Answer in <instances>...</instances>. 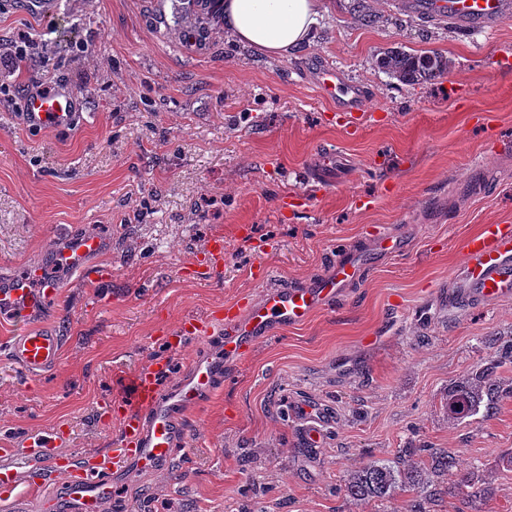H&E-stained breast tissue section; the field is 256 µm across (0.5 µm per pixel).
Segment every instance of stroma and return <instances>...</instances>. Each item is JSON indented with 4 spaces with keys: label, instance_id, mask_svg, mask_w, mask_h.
Here are the masks:
<instances>
[{
    "label": "stroma",
    "instance_id": "35a3bbf8",
    "mask_svg": "<svg viewBox=\"0 0 512 512\" xmlns=\"http://www.w3.org/2000/svg\"><path fill=\"white\" fill-rule=\"evenodd\" d=\"M362 25L353 0H322L308 44L269 57L237 43L221 17L206 49L180 42L186 0H51L47 16L0 0V40L30 33L47 63L0 66V279L49 266L74 233L95 230L89 265L107 281L61 272L60 295L27 323L65 338L58 365L26 377L3 342L0 442L64 429L66 452L112 448L100 420L118 378L157 357L167 385L201 347L168 353L164 337L255 292L257 267L300 286L326 274L337 247L370 250L377 227L404 234L407 252L376 258L336 308L278 330L231 369L215 395L183 417L171 464L114 476L105 512H408L413 493L360 504L343 487L369 459L427 446L456 456L490 493L428 497L426 512H512V398L498 413L451 423L448 390L512 343V298L448 306V277L485 224H512V20L483 32L420 22L373 0ZM448 57L447 75L406 86L375 62L393 47ZM364 90L356 124L315 86L320 65ZM75 90L74 127L30 130L18 116L36 83ZM336 175L314 172L326 155ZM224 238V263L192 275L207 241ZM300 402L329 417L322 447H307L286 410ZM266 487L242 496L247 481Z\"/></svg>",
    "mask_w": 512,
    "mask_h": 512
}]
</instances>
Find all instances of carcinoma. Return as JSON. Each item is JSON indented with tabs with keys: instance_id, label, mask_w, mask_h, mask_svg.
<instances>
[{
	"instance_id": "obj_1",
	"label": "carcinoma",
	"mask_w": 512,
	"mask_h": 512,
	"mask_svg": "<svg viewBox=\"0 0 512 512\" xmlns=\"http://www.w3.org/2000/svg\"><path fill=\"white\" fill-rule=\"evenodd\" d=\"M448 58L439 53L413 54L400 48L385 52L377 68L404 85L432 81L448 73ZM495 359L476 370L467 380L448 391L442 408L453 422L478 414L488 418L505 398L512 397V381L497 375V369L512 363V345L495 348ZM433 473L451 477L442 493L474 490V473L457 469L455 458L431 448H406L396 460H369L350 474L343 487L345 496L356 501H389L399 490H419Z\"/></svg>"
}]
</instances>
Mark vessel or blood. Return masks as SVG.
I'll use <instances>...</instances> for the list:
<instances>
[{
    "instance_id": "obj_1",
    "label": "vessel or blood",
    "mask_w": 512,
    "mask_h": 512,
    "mask_svg": "<svg viewBox=\"0 0 512 512\" xmlns=\"http://www.w3.org/2000/svg\"><path fill=\"white\" fill-rule=\"evenodd\" d=\"M397 7L406 14L440 18L467 31L492 28L512 19V0H398ZM316 87L337 111L354 113L361 108L360 89L334 67H319ZM77 107V96L68 89L33 95L25 102L24 122L33 129L65 128L72 124ZM373 243L371 255L359 250L337 251L331 272L307 285H283L265 271L259 277L257 293L227 305L224 311L186 318L170 341L172 349H179L188 337L205 344L217 336L220 345L197 356L187 376L169 389L159 384L168 369L167 361L150 363L130 375L108 406L120 428L117 442L109 453L89 456L85 466L74 465L64 454L70 437L61 430L32 431L20 445L1 444L0 512H22V503L39 499L49 483L61 488L66 512H105L112 498L113 472L131 464L151 473L167 463L178 438L186 433L182 415L212 396L217 380L230 366L244 360L277 330L302 325L316 311L339 304L345 288L359 281L373 255L396 254L406 246L404 236L394 230L378 232ZM101 249L100 237L83 236L76 250L58 252L55 263L93 280L102 272L89 266L86 259ZM464 249L465 262L449 280V304L490 306L511 297L512 225H483L466 240ZM59 291L58 280L46 276L39 265L27 266L16 277L0 281V318H10L17 326L7 339L9 354L28 377L50 371L61 357L64 341L59 333L26 324L27 318L54 300ZM292 417L303 424L307 445L322 440L326 422L313 408L297 405Z\"/></svg>"
}]
</instances>
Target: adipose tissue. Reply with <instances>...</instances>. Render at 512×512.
<instances>
[{
	"label": "adipose tissue",
	"instance_id": "obj_1",
	"mask_svg": "<svg viewBox=\"0 0 512 512\" xmlns=\"http://www.w3.org/2000/svg\"><path fill=\"white\" fill-rule=\"evenodd\" d=\"M224 27L268 55L287 56L308 43L321 0H224Z\"/></svg>",
	"mask_w": 512,
	"mask_h": 512
}]
</instances>
